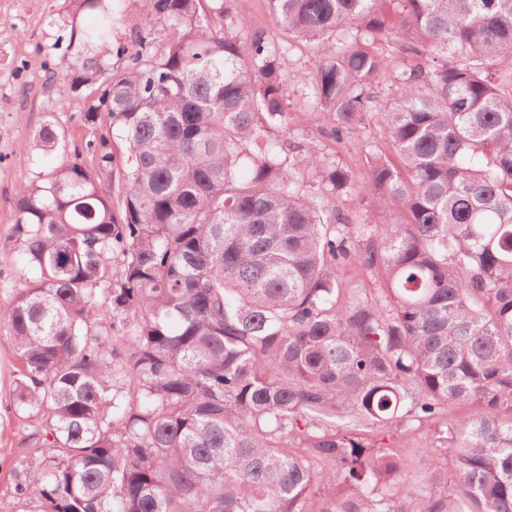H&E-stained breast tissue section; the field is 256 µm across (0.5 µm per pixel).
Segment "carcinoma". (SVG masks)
I'll return each mask as SVG.
<instances>
[{"label":"carcinoma","instance_id":"cac0c4a2","mask_svg":"<svg viewBox=\"0 0 512 512\" xmlns=\"http://www.w3.org/2000/svg\"><path fill=\"white\" fill-rule=\"evenodd\" d=\"M142 0L81 34L69 90L104 85L122 192L66 156L14 202L22 276L0 312L12 399L42 415L14 498L34 512H512V0H268L285 35L224 29L248 0ZM341 32L340 42L329 37ZM318 44L304 124L373 129L370 180L290 141L292 41ZM409 53L389 68L381 42ZM367 193L388 212L352 224ZM362 268L371 292L343 287ZM105 296L117 330L95 329ZM449 468L402 493L381 436L451 404ZM121 23L118 27L119 41H124L129 37L130 30L135 27H144L150 20L146 16L140 0H122L121 2Z\"/></svg>","mask_w":512,"mask_h":512}]
</instances>
